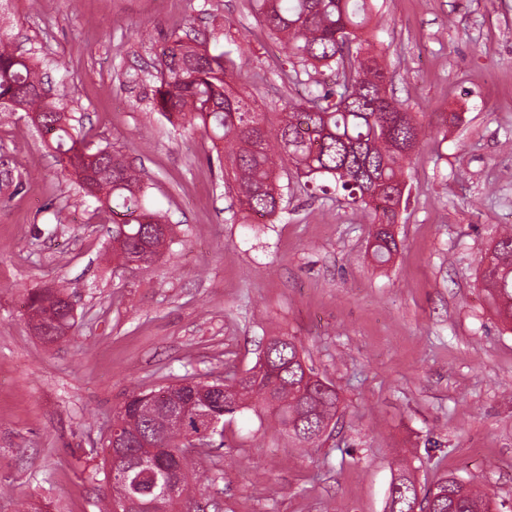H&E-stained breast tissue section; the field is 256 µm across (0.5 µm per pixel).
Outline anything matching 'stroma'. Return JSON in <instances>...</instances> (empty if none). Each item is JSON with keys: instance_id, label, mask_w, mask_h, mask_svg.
I'll list each match as a JSON object with an SVG mask.
<instances>
[{"instance_id": "stroma-1", "label": "stroma", "mask_w": 512, "mask_h": 512, "mask_svg": "<svg viewBox=\"0 0 512 512\" xmlns=\"http://www.w3.org/2000/svg\"><path fill=\"white\" fill-rule=\"evenodd\" d=\"M377 4L394 96L425 127L383 267L370 212L332 192L294 184L276 221L233 218L209 140L152 108L157 55L191 29L242 54L237 86L265 113L300 97L250 0H0V30L47 57L88 146L123 154L173 226L152 268L115 267L111 222L47 136L20 112L0 125V512H99L128 395L246 373L282 335L335 386L331 428L303 449L252 411L226 417L223 449L192 452L203 512H386L403 466L418 488L447 472L512 512V331L479 265L512 225V0ZM441 112L458 116L444 135ZM48 288L75 314L52 344L26 304Z\"/></svg>"}]
</instances>
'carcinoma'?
Returning <instances> with one entry per match:
<instances>
[{"mask_svg": "<svg viewBox=\"0 0 512 512\" xmlns=\"http://www.w3.org/2000/svg\"><path fill=\"white\" fill-rule=\"evenodd\" d=\"M254 13L269 35L288 46L295 76H311L309 68L330 71L329 80L313 81L308 97L290 102L270 128L265 115L235 89L244 66L242 56L211 49L180 37L163 49L158 62L153 108L182 128L199 129L213 148L224 149L236 184L233 216L249 221L272 218L283 210V163L322 192L334 186L343 203L374 213L372 257L387 265L397 243L393 227L406 203L404 173L424 130L411 113L388 93L389 76L381 54L370 41L378 13L375 0H253ZM0 112H25L52 131L50 145L85 198H93L112 215V255L121 262L140 251L159 260L168 244L171 225L166 215L146 206L147 186L140 173L118 152L91 151L73 118L44 81L43 62L16 53L0 33ZM481 281L494 311L512 325V228L504 230L481 260ZM30 320L38 331L61 337L72 328L74 306L67 293L34 292L29 296ZM215 384L209 402L189 407L180 422L169 420L168 407L187 403L194 390ZM339 395L306 365L292 336H273L264 355L245 375L223 380L187 381L150 392H134L112 425L144 439H159L169 448H186L205 437L211 420L224 421L243 409L262 413L275 431L288 435L299 448L320 440L336 416ZM137 470L108 471L113 512ZM185 494L197 481L192 459L181 457ZM436 496L432 489L418 497L414 483L402 472L391 485L397 512H492L488 493L454 476L443 475Z\"/></svg>", "mask_w": 512, "mask_h": 512, "instance_id": "1", "label": "carcinoma"}]
</instances>
